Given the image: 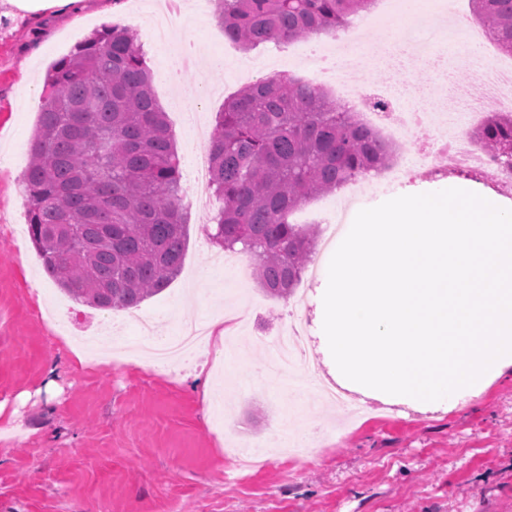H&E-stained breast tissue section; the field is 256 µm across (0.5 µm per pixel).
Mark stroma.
<instances>
[{"instance_id":"stroma-1","label":"stroma","mask_w":512,"mask_h":512,"mask_svg":"<svg viewBox=\"0 0 512 512\" xmlns=\"http://www.w3.org/2000/svg\"><path fill=\"white\" fill-rule=\"evenodd\" d=\"M104 5L89 0L76 19L46 14L0 24V154L8 156L0 164V512H512L511 372L470 405L432 416L370 400L356 415L342 403L312 404L320 363L284 379L264 374L272 343L293 321L292 305L315 296L314 272L329 250L317 248L293 295L274 297L260 288L248 254L214 269L211 215L189 213L181 274L140 310L162 335L220 314L231 320L230 344L200 347L204 375L189 361L170 374L148 365L139 355L142 333L124 311L80 305L45 274L29 236L18 233L28 222L24 174L38 115L26 88H44L48 68L98 30ZM178 9L187 40L224 61L205 78L193 63L180 74L187 89L208 82L195 128L183 114L190 99L167 81L153 83L189 195V162L205 153L225 99L251 79L288 72L303 43L246 52L225 38L213 11L197 12L194 0H179ZM129 11L149 68L161 71L184 42L151 38L136 0ZM399 36L387 23L371 32L356 58L364 82L382 83L373 59ZM405 67L413 79L427 77L430 106L445 80L473 78L450 50L440 67L447 75L418 56ZM369 181L358 205L328 194L308 208L350 223L358 206L431 189L411 174L400 183L378 174ZM68 314L80 326L102 323L94 346L110 351V363L74 360L66 345L73 331L60 322Z\"/></svg>"}]
</instances>
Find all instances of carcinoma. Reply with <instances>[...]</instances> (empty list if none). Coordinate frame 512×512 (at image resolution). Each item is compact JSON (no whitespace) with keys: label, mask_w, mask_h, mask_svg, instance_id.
I'll list each match as a JSON object with an SVG mask.
<instances>
[{"label":"carcinoma","mask_w":512,"mask_h":512,"mask_svg":"<svg viewBox=\"0 0 512 512\" xmlns=\"http://www.w3.org/2000/svg\"><path fill=\"white\" fill-rule=\"evenodd\" d=\"M224 37L251 50L335 33L372 0H217ZM492 40L512 53V0H472ZM26 172L28 231L48 275L75 302L135 309L180 273L186 243L179 158L135 31L105 26L56 61ZM473 135L512 153V113ZM222 201L213 241L249 254L261 288L290 295L312 261L317 226L288 217L318 194L387 168L394 148L357 113L290 73L224 101L208 147Z\"/></svg>","instance_id":"1"}]
</instances>
